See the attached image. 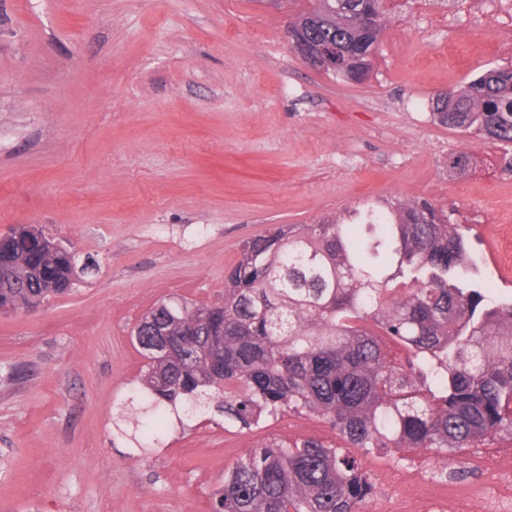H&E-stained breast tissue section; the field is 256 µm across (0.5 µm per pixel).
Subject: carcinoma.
Instances as JSON below:
<instances>
[{"label": "carcinoma", "instance_id": "cac0c4a2", "mask_svg": "<svg viewBox=\"0 0 512 512\" xmlns=\"http://www.w3.org/2000/svg\"><path fill=\"white\" fill-rule=\"evenodd\" d=\"M389 16L380 0H309L291 28L303 49L339 47L331 74L372 70ZM434 123L512 144V65L431 101ZM74 253L38 248L25 226L0 245V308L71 292ZM477 277L464 230L427 199H386L318 224H278L245 240L224 274L222 309L163 300L133 339L147 354L130 402L138 447L172 415L213 403L250 429L264 416L316 414L352 448H428L443 457L512 435V302ZM166 345L155 348L154 326ZM388 336L409 352L391 364ZM373 484L310 438L264 443L224 473L211 512H359Z\"/></svg>", "mask_w": 512, "mask_h": 512}]
</instances>
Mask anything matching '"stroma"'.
Listing matches in <instances>:
<instances>
[{"mask_svg": "<svg viewBox=\"0 0 512 512\" xmlns=\"http://www.w3.org/2000/svg\"><path fill=\"white\" fill-rule=\"evenodd\" d=\"M369 79L305 65L289 18L262 0H0V235L36 226L92 273L72 294L0 314V512H210L226 468L262 441H342L285 412L250 429L214 410L138 452L113 419L145 358L140 315L215 303L241 243L276 224L425 197L463 225L483 278L512 300V169L504 149L430 119L439 92L512 62L500 4L393 0ZM470 155L465 172L449 168ZM374 485L361 512H396L419 472L442 512L512 463L501 436L457 456L349 448Z\"/></svg>", "mask_w": 512, "mask_h": 512, "instance_id": "1", "label": "stroma"}]
</instances>
